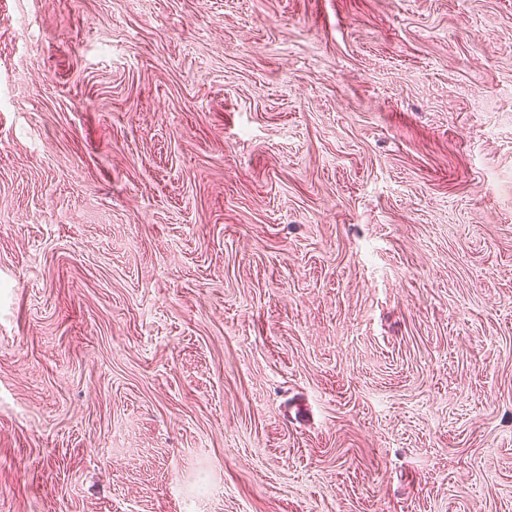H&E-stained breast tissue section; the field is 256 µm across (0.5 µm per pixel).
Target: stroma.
Masks as SVG:
<instances>
[{
	"label": "stroma",
	"instance_id": "stroma-1",
	"mask_svg": "<svg viewBox=\"0 0 512 512\" xmlns=\"http://www.w3.org/2000/svg\"><path fill=\"white\" fill-rule=\"evenodd\" d=\"M512 512V0H0V512Z\"/></svg>",
	"mask_w": 512,
	"mask_h": 512
}]
</instances>
